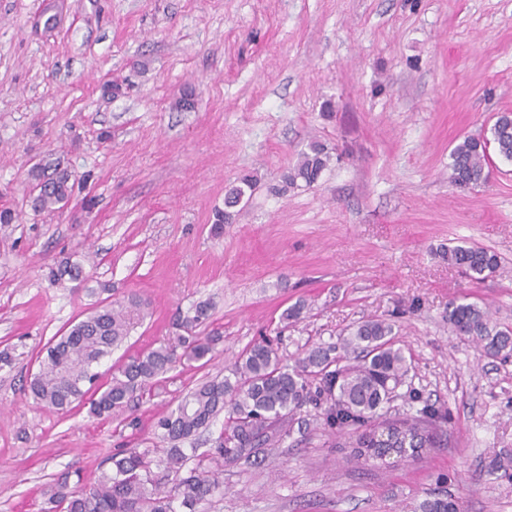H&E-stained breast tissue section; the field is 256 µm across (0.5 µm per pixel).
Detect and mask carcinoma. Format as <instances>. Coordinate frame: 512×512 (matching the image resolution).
Listing matches in <instances>:
<instances>
[{
    "label": "carcinoma",
    "instance_id": "1",
    "mask_svg": "<svg viewBox=\"0 0 512 512\" xmlns=\"http://www.w3.org/2000/svg\"><path fill=\"white\" fill-rule=\"evenodd\" d=\"M512 161V113H501L489 134L468 137L450 152V179L463 189H475L489 179L491 154ZM331 160L329 148L313 140L301 152L298 163L282 178L275 192L310 187L318 182ZM39 190L36 205L52 211L69 198L72 186L65 172L48 176L31 170ZM257 176L247 173L230 187L224 209L215 212V223L230 224L235 208L249 201ZM448 264L472 281L493 274L499 258L488 250L463 241L441 252ZM211 304L195 305L193 315L179 324V333L129 356L112 371L110 381L94 386L95 366L120 346L145 316V303L102 302L85 318L72 324L40 353L39 368L29 381L35 403L46 410L66 414L75 406L89 405L96 416L125 411L134 399L151 390L182 363L206 366L214 355L218 336H204L200 328L210 319ZM309 305L302 300L287 308L281 320L295 324L305 318ZM448 323L481 344L486 356L512 357V328L492 324L486 309L463 298L448 302ZM396 324L373 319L351 327L340 342L307 349L293 365L283 363L278 348L268 339L245 347L222 379L213 378L178 396L176 405L157 422V439L166 448H124L104 461L93 481L70 485L69 475L50 485L41 512H205V505L224 497L223 463H254L290 435V422L307 405L322 411L330 427H354L358 435L357 459H370L362 449L383 457L386 449L374 441L376 427L384 425L395 442L405 438L419 447L439 446L441 425L447 411L426 403L415 414L387 420L390 403L397 397L410 370L404 349L397 345ZM224 428L213 448L186 453L179 444L209 429L219 417ZM418 512H461L450 493H428L417 504Z\"/></svg>",
    "mask_w": 512,
    "mask_h": 512
}]
</instances>
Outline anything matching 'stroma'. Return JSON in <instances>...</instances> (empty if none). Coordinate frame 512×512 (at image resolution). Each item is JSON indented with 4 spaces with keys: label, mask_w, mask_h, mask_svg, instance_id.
Listing matches in <instances>:
<instances>
[{
    "label": "stroma",
    "mask_w": 512,
    "mask_h": 512,
    "mask_svg": "<svg viewBox=\"0 0 512 512\" xmlns=\"http://www.w3.org/2000/svg\"><path fill=\"white\" fill-rule=\"evenodd\" d=\"M501 112L512 0H0V209L14 216L0 224V512H40L61 473L89 480L117 449L153 445L174 398L260 337L290 364L373 318L397 322L408 387L447 408L445 445L356 463L351 434L307 406L265 462L225 464L208 512H414L434 490L512 512V359L447 320L465 296L512 326V162L493 158L474 190L448 168ZM313 139L328 168L276 194ZM36 164L68 170L62 209H35ZM246 172L249 202L214 223ZM460 241L496 253V272L476 283L440 257ZM67 261L81 278H52ZM130 295L146 316L102 377L204 300L214 360L169 372L133 425L35 405L37 352ZM300 299L306 317L282 327Z\"/></svg>",
    "instance_id": "stroma-1"
}]
</instances>
